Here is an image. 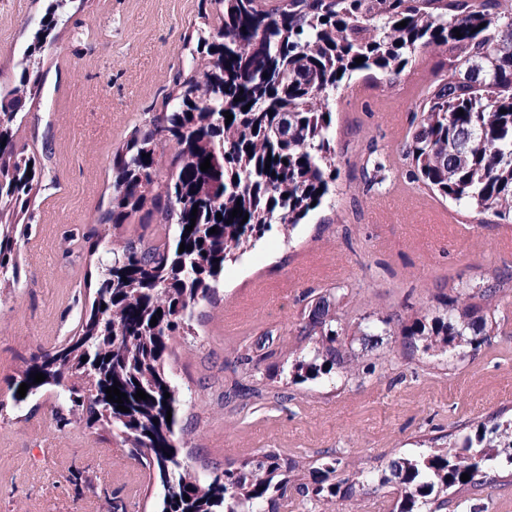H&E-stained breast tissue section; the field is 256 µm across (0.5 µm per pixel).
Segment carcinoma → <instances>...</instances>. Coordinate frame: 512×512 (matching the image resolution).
Listing matches in <instances>:
<instances>
[{
    "label": "carcinoma",
    "instance_id": "cac0c4a2",
    "mask_svg": "<svg viewBox=\"0 0 512 512\" xmlns=\"http://www.w3.org/2000/svg\"><path fill=\"white\" fill-rule=\"evenodd\" d=\"M71 2L48 0L15 72L0 80V274L16 282L30 209L54 185L51 149L29 144L21 132L44 90L41 58L68 22ZM186 46L188 58L161 105L112 152L107 198L83 235L90 253L108 254L92 300L82 305L74 335L23 358L24 368L7 378L11 401L19 407L49 395L58 426L79 412L88 427L112 433L148 471L154 512H280L299 464L275 448L205 481L187 473L177 437L185 399L168 370L171 341L192 333L225 262L256 247L271 215L294 226L323 205L336 180L329 98L343 79L370 72L395 81L421 48H444L448 74L412 121L409 179L512 224V0H200ZM207 157L211 168L203 172ZM214 226L217 233H209ZM182 243L188 249L181 253ZM489 319L480 305L457 297L444 313L402 325V335L425 353L445 352L489 335ZM342 331L336 295L314 299L298 335L316 338V347L311 359L292 365L296 377L352 371ZM32 373L45 381L33 383ZM116 382L128 413L107 401L105 389ZM22 383L29 385L23 398ZM139 389L149 398H134ZM452 437L444 448L394 458L381 470L379 486L399 495L396 512H442L448 490L475 484L478 467H512V416L461 424ZM338 465L324 458L319 476L299 483L298 493L328 504L369 484L363 470L336 478ZM464 473L469 480H461ZM70 482L75 497L91 491L104 496L107 512H127L88 471H75Z\"/></svg>",
    "mask_w": 512,
    "mask_h": 512
}]
</instances>
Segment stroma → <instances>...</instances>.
Here are the masks:
<instances>
[{
  "mask_svg": "<svg viewBox=\"0 0 512 512\" xmlns=\"http://www.w3.org/2000/svg\"><path fill=\"white\" fill-rule=\"evenodd\" d=\"M45 0H0V74L9 75ZM199 0H73L71 21L45 52V89L32 110L53 153L55 186L35 202L21 248L25 278L0 283V512H50L73 502L69 478L99 468L128 512H152L147 478L108 432L73 418L58 428L52 400L9 408L6 376L18 358L57 345L76 325L89 258L80 239L107 194L112 153L166 92L184 59ZM442 48L420 49L399 81L353 77L330 99L336 181L306 223L274 225L256 248L226 263L192 335L173 339L171 374L191 402L180 444L190 471L212 470L275 448L299 461L301 478L325 454L339 476L376 471L457 425L512 410V281L484 311L498 325L478 349L410 353L401 334L364 343L357 327L398 314L443 311V297L475 293L512 271L506 227L477 217L410 182L405 146L414 112L441 77ZM386 164L375 182L372 160ZM335 293L356 355L355 374L300 383L277 374L310 352L297 326L308 303ZM448 512H512V476L490 472L479 487L448 496ZM392 488L329 504L296 498L289 512H395Z\"/></svg>",
  "mask_w": 512,
  "mask_h": 512,
  "instance_id": "stroma-1",
  "label": "stroma"
}]
</instances>
